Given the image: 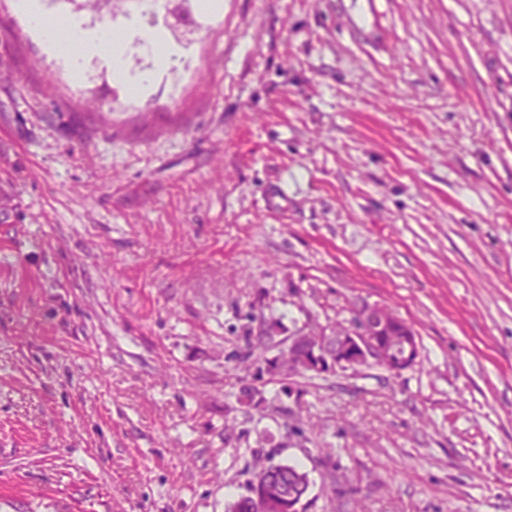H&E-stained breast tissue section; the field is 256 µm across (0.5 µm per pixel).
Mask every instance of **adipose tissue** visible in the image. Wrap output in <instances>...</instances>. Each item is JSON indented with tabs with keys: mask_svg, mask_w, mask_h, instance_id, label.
Instances as JSON below:
<instances>
[{
	"mask_svg": "<svg viewBox=\"0 0 512 512\" xmlns=\"http://www.w3.org/2000/svg\"><path fill=\"white\" fill-rule=\"evenodd\" d=\"M16 8L48 45H57L63 36L70 40L73 49L64 55L63 62L69 68L73 79L78 80L82 77V60L103 53L102 48L108 43L111 44L112 51L106 55L107 63L115 81L126 84L136 91L144 89L149 81V73H131L123 61L126 34L110 30L88 33L76 21L50 19L44 13L42 0H16Z\"/></svg>",
	"mask_w": 512,
	"mask_h": 512,
	"instance_id": "adipose-tissue-1",
	"label": "adipose tissue"
}]
</instances>
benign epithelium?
<instances>
[{
    "label": "benign epithelium",
    "mask_w": 512,
    "mask_h": 512,
    "mask_svg": "<svg viewBox=\"0 0 512 512\" xmlns=\"http://www.w3.org/2000/svg\"><path fill=\"white\" fill-rule=\"evenodd\" d=\"M347 329L345 336H331L327 333L318 337L307 330L288 337V349L300 351V361L288 368V375L318 376L326 369L347 368L359 371L372 366L376 361L385 362L387 369L397 375L412 368L419 358V342L410 329H402L397 314L388 306L379 303L359 301L351 305L349 316L344 319ZM398 332L394 347L382 346L376 336L384 332ZM336 346V355H346V360H333L327 349Z\"/></svg>",
    "instance_id": "benign-epithelium-1"
}]
</instances>
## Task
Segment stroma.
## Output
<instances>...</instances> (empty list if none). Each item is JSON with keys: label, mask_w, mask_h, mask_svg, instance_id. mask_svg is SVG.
Masks as SVG:
<instances>
[{"label": "stroma", "mask_w": 512, "mask_h": 512, "mask_svg": "<svg viewBox=\"0 0 512 512\" xmlns=\"http://www.w3.org/2000/svg\"><path fill=\"white\" fill-rule=\"evenodd\" d=\"M176 68L74 80L0 0V512H227L295 463L304 512H512V0H223ZM361 300L413 368L236 358ZM277 330V324H268L267 328L262 331L260 336H256V342L251 340V333L246 335V350L240 353L239 358L246 362L249 360H257L264 363V366L257 368V375L259 378L263 377L264 373L273 375L280 368L288 365V351L281 350L278 355L268 357L266 354L273 348L277 347L283 341L275 343L274 333ZM275 470L277 475H281L283 482L285 485H288V492L290 489H295L293 486L294 482L290 478H296L304 483L305 490L309 485L308 473L302 469V467L298 464H285V465H276L270 466L268 469L259 473L256 478H265V472ZM288 476V477H287ZM253 478L249 484V494L246 496H242L231 505V509L229 512H262L263 509L259 506L261 504V500L259 504L256 502L255 494L257 493L261 498V487L256 486Z\"/></svg>", "instance_id": "stroma-1"}]
</instances>
